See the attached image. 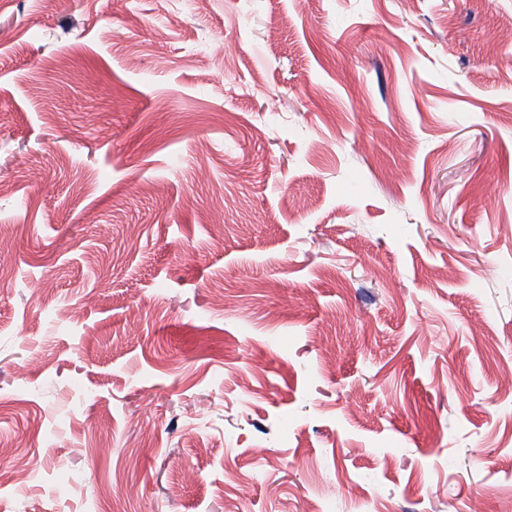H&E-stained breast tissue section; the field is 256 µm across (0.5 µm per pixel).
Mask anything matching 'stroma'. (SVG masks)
<instances>
[{
  "instance_id": "stroma-1",
  "label": "stroma",
  "mask_w": 512,
  "mask_h": 512,
  "mask_svg": "<svg viewBox=\"0 0 512 512\" xmlns=\"http://www.w3.org/2000/svg\"><path fill=\"white\" fill-rule=\"evenodd\" d=\"M0 468L512 507V0H0Z\"/></svg>"
}]
</instances>
